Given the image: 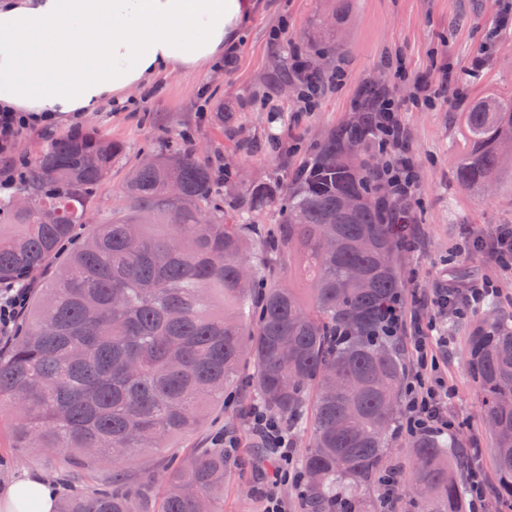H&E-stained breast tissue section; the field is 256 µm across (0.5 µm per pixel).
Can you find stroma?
Wrapping results in <instances>:
<instances>
[{
	"label": "stroma",
	"mask_w": 512,
	"mask_h": 512,
	"mask_svg": "<svg viewBox=\"0 0 512 512\" xmlns=\"http://www.w3.org/2000/svg\"><path fill=\"white\" fill-rule=\"evenodd\" d=\"M504 6V0H254L232 68L218 63L159 79L140 112L84 115L83 128H95L128 147L97 190L93 210H121L120 189L131 167L167 139L187 133L199 159L223 166L234 186L224 196V211L236 213L253 185L282 180L287 169L313 154L329 129L350 121L357 98L381 88L408 104L402 120L420 171L410 215L420 245L400 251L401 279L409 292L420 293L442 283L451 269L470 280L492 273L484 253L464 254L453 262L448 256L462 232L488 238L499 225H512V180L502 179L492 192L478 196L456 178L463 112L487 94L512 92V25L494 40L486 38ZM295 50L317 62L321 75L346 74L343 83L328 85L309 111L301 108V88L278 78ZM478 55L484 63L476 70L472 61ZM446 67L452 78L444 100L429 108L413 105L415 81L438 84ZM423 314L444 343L437 375L448 392L454 431L466 447H488L478 389L464 358L475 316L459 318L431 306ZM253 403L250 392L226 394L223 405L212 408L196 430L174 440L171 453L188 458L208 447L214 436L230 435L237 446L220 512H265L269 491L284 512H303L293 483L274 486L265 478L273 456L255 446L249 418ZM24 473L54 485L65 498L105 484L112 463L101 461L75 472L59 466L55 455L0 439V489Z\"/></svg>",
	"instance_id": "35a3bbf8"
}]
</instances>
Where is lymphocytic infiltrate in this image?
<instances>
[{
    "label": "lymphocytic infiltrate",
    "mask_w": 512,
    "mask_h": 512,
    "mask_svg": "<svg viewBox=\"0 0 512 512\" xmlns=\"http://www.w3.org/2000/svg\"><path fill=\"white\" fill-rule=\"evenodd\" d=\"M355 107L363 122L371 129L373 139L384 161L376 173L379 189L393 199L394 208L390 220L402 224L412 206L418 171L405 151L406 130L400 118L402 107L394 99L379 95L373 99L356 101ZM56 121L51 113H42L33 118L28 112L0 113V188H13L26 177L29 163L26 157L15 154L17 141L33 130H41L44 136L54 134ZM33 289L32 284L0 287V344L9 343L20 330V319ZM498 286L490 277L471 283L454 280L440 284L435 289L432 302L439 307L447 306L450 296H458L461 309L479 305L487 295L497 294ZM392 333L405 336L411 348L416 365L413 381L405 388L403 400L402 428L413 434L425 429L447 431L453 424L448 419L445 402L439 391L425 381L428 371L436 366V358L428 343V336L417 313H405L395 309L391 315ZM253 427L261 433L276 450L275 467L272 477L275 482L288 481L291 477L289 466L292 457L288 451L281 423L269 417L261 408H254Z\"/></svg>",
    "instance_id": "obj_1"
}]
</instances>
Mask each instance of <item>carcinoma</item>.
Returning <instances> with one entry per match:
<instances>
[{
    "mask_svg": "<svg viewBox=\"0 0 512 512\" xmlns=\"http://www.w3.org/2000/svg\"><path fill=\"white\" fill-rule=\"evenodd\" d=\"M463 128L460 185L481 192L490 177L512 179L502 164L512 154V96L478 100ZM368 136L362 124L330 130L288 174L283 196L256 185L235 215L224 214L209 166L172 146L132 169L124 209L58 266L125 144L93 129L60 136L29 169V210L0 197V283L53 270L30 296L22 333L0 352V409L17 412L8 438L73 464L113 463L106 487L71 495L58 512H147L146 491L130 485L123 466L145 448L171 447L224 403L246 353L265 409L292 430L310 422L296 467L307 512H394L397 476L386 459L400 437L406 352L385 331L405 291L396 259L403 239L380 206ZM343 195L363 200L350 217L336 210ZM271 207L279 222L254 245L282 273L259 287L245 255L250 214ZM47 210L56 223L41 222ZM353 267L366 283L352 278ZM466 360L489 423L493 500L512 509L511 312L494 302L481 309ZM412 448L408 512H465L469 492L455 472L471 460L463 442L427 430ZM226 466L218 448L171 466L157 512H216Z\"/></svg>",
    "mask_w": 512,
    "mask_h": 512,
    "instance_id": "carcinoma-1",
    "label": "carcinoma"
}]
</instances>
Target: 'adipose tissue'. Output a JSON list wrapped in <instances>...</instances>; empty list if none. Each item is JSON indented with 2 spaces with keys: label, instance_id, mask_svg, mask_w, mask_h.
<instances>
[{
  "label": "adipose tissue",
  "instance_id": "ef3b65f1",
  "mask_svg": "<svg viewBox=\"0 0 512 512\" xmlns=\"http://www.w3.org/2000/svg\"><path fill=\"white\" fill-rule=\"evenodd\" d=\"M247 8V0H0V112L63 120L125 103L161 76L220 61ZM56 504V491L35 477L0 493V512Z\"/></svg>",
  "mask_w": 512,
  "mask_h": 512
}]
</instances>
